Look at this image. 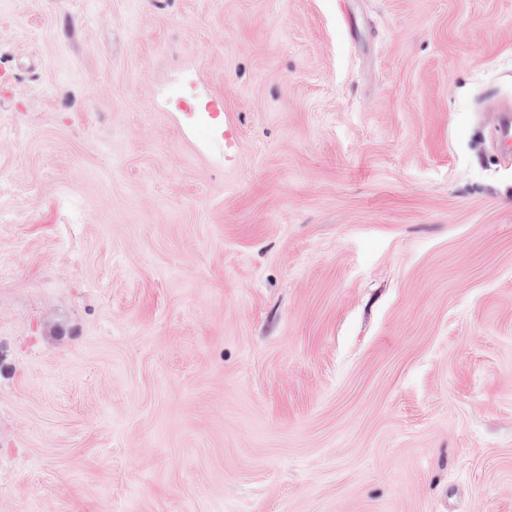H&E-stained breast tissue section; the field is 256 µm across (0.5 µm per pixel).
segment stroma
Masks as SVG:
<instances>
[{
    "instance_id": "1",
    "label": "stroma",
    "mask_w": 512,
    "mask_h": 512,
    "mask_svg": "<svg viewBox=\"0 0 512 512\" xmlns=\"http://www.w3.org/2000/svg\"><path fill=\"white\" fill-rule=\"evenodd\" d=\"M512 0H0V512H512ZM511 108L497 113L493 130V141L503 157L511 162L512 159V113Z\"/></svg>"
}]
</instances>
